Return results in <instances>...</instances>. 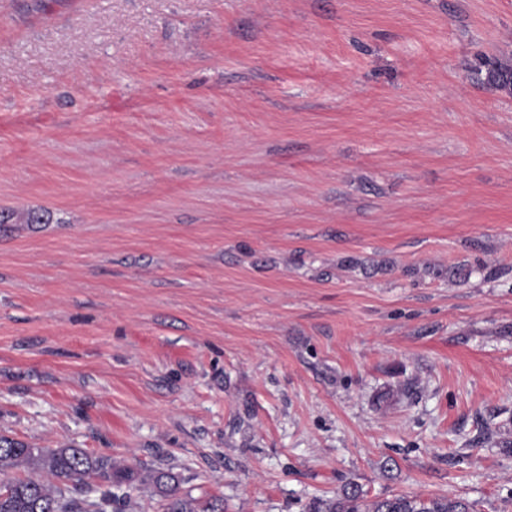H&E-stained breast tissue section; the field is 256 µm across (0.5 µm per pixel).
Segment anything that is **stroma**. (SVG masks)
Segmentation results:
<instances>
[{
	"mask_svg": "<svg viewBox=\"0 0 512 512\" xmlns=\"http://www.w3.org/2000/svg\"><path fill=\"white\" fill-rule=\"evenodd\" d=\"M512 0H0V434L224 512H512ZM476 70L488 88L512 95V60L486 57ZM474 502L462 496L424 497L393 494L368 499L357 484H348L335 498L317 500L310 512H476Z\"/></svg>",
	"mask_w": 512,
	"mask_h": 512,
	"instance_id": "stroma-1",
	"label": "stroma"
}]
</instances>
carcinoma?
I'll list each match as a JSON object with an SVG mask.
<instances>
[{
	"mask_svg": "<svg viewBox=\"0 0 512 512\" xmlns=\"http://www.w3.org/2000/svg\"><path fill=\"white\" fill-rule=\"evenodd\" d=\"M477 73L488 88L512 95V60L486 57ZM20 215L28 223L51 218L48 212L1 209L0 224H11ZM182 483L170 469L146 470L67 443L39 448L0 435V512H128L131 490L141 487L159 497L163 512H224L220 498H195ZM310 512H476V506L462 496L369 499L352 483L332 499L315 501Z\"/></svg>",
	"mask_w": 512,
	"mask_h": 512,
	"instance_id": "obj_1",
	"label": "carcinoma"
}]
</instances>
